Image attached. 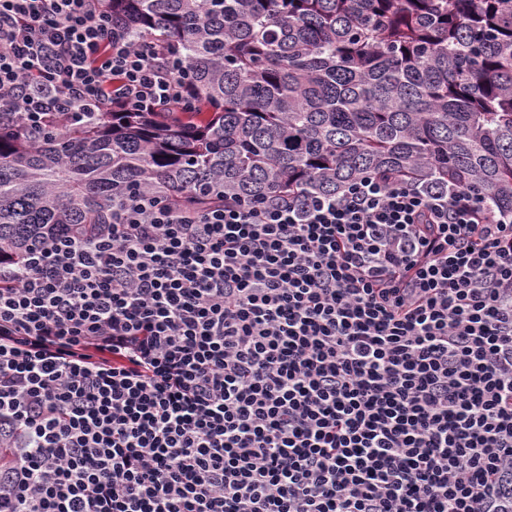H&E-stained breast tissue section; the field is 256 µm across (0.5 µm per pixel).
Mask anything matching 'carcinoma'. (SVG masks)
<instances>
[{"label": "carcinoma", "mask_w": 512, "mask_h": 512, "mask_svg": "<svg viewBox=\"0 0 512 512\" xmlns=\"http://www.w3.org/2000/svg\"><path fill=\"white\" fill-rule=\"evenodd\" d=\"M170 43L195 108L31 132L0 113V255L112 223L130 189L201 207L335 194L364 173L512 214V0H105Z\"/></svg>", "instance_id": "carcinoma-1"}]
</instances>
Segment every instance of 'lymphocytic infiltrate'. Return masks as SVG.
<instances>
[{
  "label": "lymphocytic infiltrate",
  "instance_id": "1",
  "mask_svg": "<svg viewBox=\"0 0 512 512\" xmlns=\"http://www.w3.org/2000/svg\"><path fill=\"white\" fill-rule=\"evenodd\" d=\"M101 0H0L27 128L192 99ZM0 512H512V215L366 173L0 259Z\"/></svg>",
  "mask_w": 512,
  "mask_h": 512
}]
</instances>
